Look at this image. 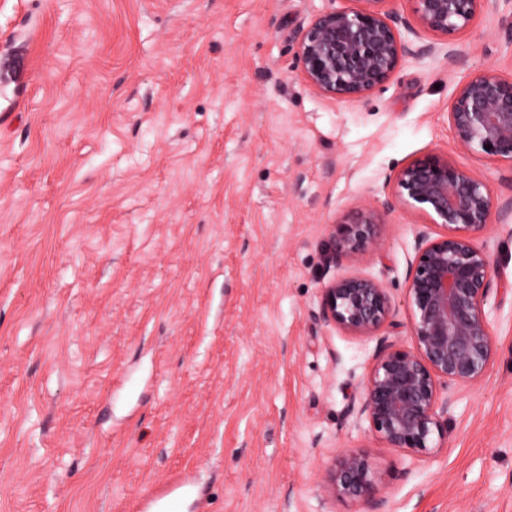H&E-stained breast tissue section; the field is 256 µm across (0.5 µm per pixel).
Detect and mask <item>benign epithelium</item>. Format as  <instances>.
<instances>
[{
	"instance_id": "obj_1",
	"label": "benign epithelium",
	"mask_w": 512,
	"mask_h": 512,
	"mask_svg": "<svg viewBox=\"0 0 512 512\" xmlns=\"http://www.w3.org/2000/svg\"><path fill=\"white\" fill-rule=\"evenodd\" d=\"M316 14L297 43L301 75L316 94L336 101L365 100L387 82L405 58L432 54L403 33L452 35L467 29L489 0H410L411 13L393 0H350ZM458 149L512 163V77L487 70L462 82L448 108ZM396 205L420 211L425 227L414 237V256L405 276L412 346L390 339L399 327L383 282L360 274L333 277L321 292L320 322L350 336L373 338L372 362L361 380L356 422L391 448L431 454L448 438L454 387L481 381L497 344L485 311L495 281V262L478 243L492 223L497 203L488 182L473 170L433 152L393 176ZM369 210L342 223L332 236L329 262H357L380 251L368 226ZM332 500L350 498L362 512H387V499L366 457L346 450L321 484Z\"/></svg>"
}]
</instances>
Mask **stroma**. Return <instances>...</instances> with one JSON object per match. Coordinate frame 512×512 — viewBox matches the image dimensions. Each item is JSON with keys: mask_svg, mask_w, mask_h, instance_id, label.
I'll return each mask as SVG.
<instances>
[{"mask_svg": "<svg viewBox=\"0 0 512 512\" xmlns=\"http://www.w3.org/2000/svg\"><path fill=\"white\" fill-rule=\"evenodd\" d=\"M331 0H0V512H353L320 485L364 454L388 512H512V215L482 240L498 290L485 378L411 461L348 413L373 341L316 319L336 223L381 211L382 280L408 322L420 212L388 178L438 152L512 198V163L460 153L464 80L512 76L491 0L359 103L301 77Z\"/></svg>", "mask_w": 512, "mask_h": 512, "instance_id": "obj_1", "label": "stroma"}]
</instances>
